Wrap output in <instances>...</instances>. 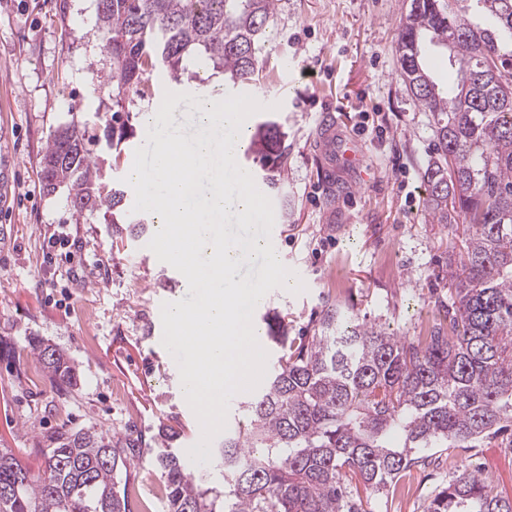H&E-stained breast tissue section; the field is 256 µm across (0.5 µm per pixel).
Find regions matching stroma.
<instances>
[{"label": "stroma", "instance_id": "35a3bbf8", "mask_svg": "<svg viewBox=\"0 0 512 512\" xmlns=\"http://www.w3.org/2000/svg\"><path fill=\"white\" fill-rule=\"evenodd\" d=\"M271 35L252 87L263 111L287 133L288 176L267 189L283 230L277 253L305 285L280 289L253 318L288 317L293 336H309L323 296L360 320L417 336L448 301V263L458 260L463 227L433 224L424 212L423 175L436 153L428 113L415 107L399 77L394 46L410 0H276ZM150 77L151 96L117 98L109 78L96 0H0V445L31 470L35 427L67 421L103 431L152 436L173 427L171 446L186 451L201 426L181 391L178 367L162 344L161 305L191 301L185 277L158 261L143 239L116 231L101 212H76L64 187L48 189L42 156L53 134L72 123L109 180H123L165 91L182 93L170 131L197 136L192 97L223 89L224 76L199 57ZM330 110L359 148L358 171L328 182L318 160L319 116ZM130 123L122 151L107 147L103 121ZM68 234V246L49 243ZM62 349L78 368V390L59 397L27 371L28 342ZM145 449L133 469L134 512H167L164 480ZM430 463L408 471L404 494L374 512H421L424 499L455 469H478L512 497V447L433 448Z\"/></svg>", "mask_w": 512, "mask_h": 512}]
</instances>
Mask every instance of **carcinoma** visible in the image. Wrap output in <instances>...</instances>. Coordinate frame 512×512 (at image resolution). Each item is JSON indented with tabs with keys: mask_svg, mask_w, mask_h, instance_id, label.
<instances>
[{
	"mask_svg": "<svg viewBox=\"0 0 512 512\" xmlns=\"http://www.w3.org/2000/svg\"><path fill=\"white\" fill-rule=\"evenodd\" d=\"M110 79L119 97L145 94L160 64L177 74L204 55L234 86L259 74L276 0H97ZM399 76L433 118L436 157L424 172L432 224H466L443 320L423 336L389 333L328 299L313 336H290L284 316L266 331L277 358L241 408L247 430L224 433L211 463L223 490L195 484L163 430L146 442L67 422L37 433L41 472L0 448V512H133L123 472L155 443L168 512H367L399 489L429 448H475L512 432V0H410L398 31ZM460 80L441 83L432 53ZM286 132L257 126L264 165L287 171ZM47 185L72 207L118 224L125 190L103 179L80 125L50 139ZM30 353L44 380L78 386L65 352L39 338ZM422 512H512V497L470 469L434 491Z\"/></svg>",
	"mask_w": 512,
	"mask_h": 512,
	"instance_id": "cac0c4a2",
	"label": "carcinoma"
}]
</instances>
